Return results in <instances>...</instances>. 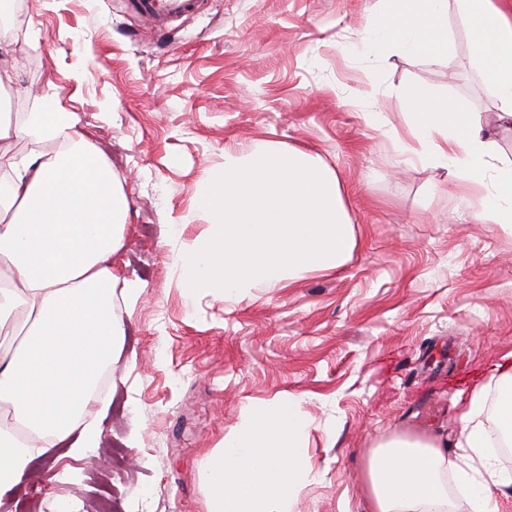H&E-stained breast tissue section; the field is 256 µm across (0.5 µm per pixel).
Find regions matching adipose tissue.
Masks as SVG:
<instances>
[{"mask_svg":"<svg viewBox=\"0 0 512 512\" xmlns=\"http://www.w3.org/2000/svg\"><path fill=\"white\" fill-rule=\"evenodd\" d=\"M452 3L469 25L471 63L498 102L499 120L512 126V0H376L365 46L373 54L447 58ZM403 97L416 147L401 143L398 152L476 189L475 219L512 231V162L497 163L493 140L455 102L417 88ZM19 132L62 149L14 161L0 178V334L24 332L16 347L0 352V403L13 414L0 423V487L55 442L73 439L78 457L100 445L101 430L84 414L100 402L99 374L117 356L112 257L129 217L125 194L77 131L74 113L44 99ZM491 391L495 432L487 428ZM459 423L453 457L439 438L395 436L380 444L368 463L363 512H450L442 482L450 469L471 488L470 512H512V473L492 454L512 441V352L472 392ZM307 428L299 400L246 407L212 455L209 512H287L297 487L312 478Z\"/></svg>","mask_w":512,"mask_h":512,"instance_id":"adipose-tissue-1","label":"adipose tissue"}]
</instances>
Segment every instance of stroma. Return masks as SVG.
Listing matches in <instances>:
<instances>
[{
	"instance_id": "35a3bbf8",
	"label": "stroma",
	"mask_w": 512,
	"mask_h": 512,
	"mask_svg": "<svg viewBox=\"0 0 512 512\" xmlns=\"http://www.w3.org/2000/svg\"><path fill=\"white\" fill-rule=\"evenodd\" d=\"M15 66L0 72L24 124L44 98L75 113L128 197L112 258L136 299L115 293L118 358L107 407L85 417L125 449L101 480L69 442L46 448L0 507L109 494L116 512H208V458L246 406L297 398L315 477L291 512H360L365 468L392 436L459 438V392L512 352V234L474 218L473 192L446 169L398 161L415 87L473 112L512 161V130L469 65L448 10V59L363 57L375 0H205L196 14L144 22L127 0H9ZM259 140L302 149L337 172L352 221L350 259L262 283L242 297L183 286V244L209 218L195 200L228 150ZM451 353H444L448 340ZM447 356L442 410L415 412L427 353Z\"/></svg>"
}]
</instances>
